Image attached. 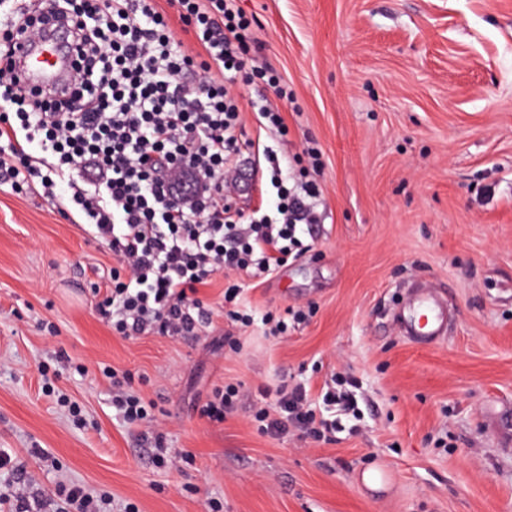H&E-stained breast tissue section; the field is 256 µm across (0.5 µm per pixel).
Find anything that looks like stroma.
<instances>
[{"instance_id":"35a3bbf8","label":"stroma","mask_w":512,"mask_h":512,"mask_svg":"<svg viewBox=\"0 0 512 512\" xmlns=\"http://www.w3.org/2000/svg\"><path fill=\"white\" fill-rule=\"evenodd\" d=\"M253 21L250 54L288 92L239 84L249 143L247 190L234 207L276 196L251 107L277 100L288 128L282 170L320 151L326 218L311 251L267 278L216 275L201 291L214 332L114 335L95 309L117 262L62 189L57 205L0 184V494L35 478L30 512H61L60 482L107 492L111 512H512V0H233ZM239 283L256 314L313 306L287 335L244 328L224 309ZM440 288L448 334L408 339L397 316L410 285ZM53 323L56 334L39 328ZM92 376L50 370L60 357ZM105 363L144 377L172 451L170 470L112 417ZM360 389L361 421L335 442L270 437L252 422L260 392L332 376ZM249 397L222 423L198 408L214 386ZM76 403L77 429L56 403ZM378 468L385 487L369 488Z\"/></svg>"}]
</instances>
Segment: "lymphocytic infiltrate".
<instances>
[{
  "mask_svg": "<svg viewBox=\"0 0 512 512\" xmlns=\"http://www.w3.org/2000/svg\"><path fill=\"white\" fill-rule=\"evenodd\" d=\"M74 27L75 62L68 97H35L10 66L15 39L39 37L33 11L19 9L14 26L0 29V182L15 191L41 190L58 199L67 182L71 202L93 237L120 262L96 308L113 333L198 336L212 325L200 286L218 273L272 275L291 257L308 252L302 225L321 220L322 188L289 180L278 151L265 149L276 200L268 212L233 213L224 195L236 186L235 134L239 106L229 88L261 76L249 63L250 21L230 0H170L193 46L179 40L155 0H43ZM198 82H188V75ZM49 158L32 163L30 144ZM238 286L224 290L230 317L241 326L261 322L269 335L308 319L254 316L238 309ZM112 383V407L124 426L155 450L158 467L175 465L168 434L127 371L103 367ZM353 382L334 379L321 402L302 383L262 390L265 406L253 421L260 433L287 436L297 429L326 443L336 437L329 411L355 416Z\"/></svg>",
  "mask_w": 512,
  "mask_h": 512,
  "instance_id": "obj_1",
  "label": "lymphocytic infiltrate"
}]
</instances>
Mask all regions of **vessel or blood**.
Listing matches in <instances>:
<instances>
[{
  "mask_svg": "<svg viewBox=\"0 0 512 512\" xmlns=\"http://www.w3.org/2000/svg\"><path fill=\"white\" fill-rule=\"evenodd\" d=\"M73 58L68 26L48 15L44 18L41 37L19 40L13 60L16 74L28 89L61 98L68 92V76ZM409 305L415 314L403 322V329L408 336L425 343H437L445 339L448 310L437 295L421 288L414 289Z\"/></svg>",
  "mask_w": 512,
  "mask_h": 512,
  "instance_id": "vessel-or-blood-1",
  "label": "vessel or blood"
}]
</instances>
